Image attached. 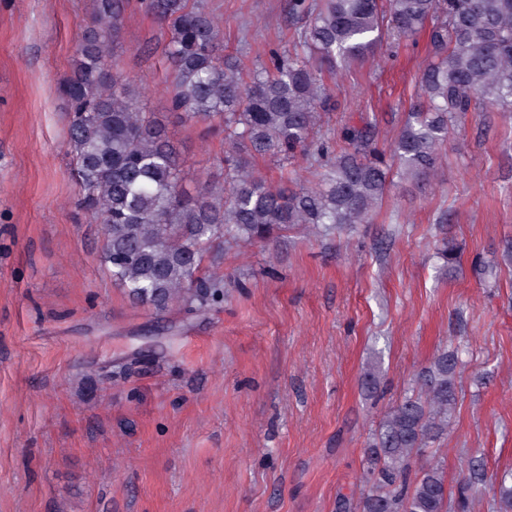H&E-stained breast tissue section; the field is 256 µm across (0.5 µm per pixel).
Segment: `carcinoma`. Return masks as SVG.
Returning a JSON list of instances; mask_svg holds the SVG:
<instances>
[{
	"mask_svg": "<svg viewBox=\"0 0 512 512\" xmlns=\"http://www.w3.org/2000/svg\"><path fill=\"white\" fill-rule=\"evenodd\" d=\"M124 2L94 0L99 26L82 35L61 92L80 205L102 224L108 271L157 316L174 305L203 315L224 301V278L200 275L212 245L268 241L300 224H365L394 178L431 173L468 115L512 112V0H289L290 13L307 18L296 32L299 50L271 51L270 65L248 81L224 61V32L202 0H142L167 30L171 111L224 133V184L204 183L191 196L164 124L142 110L119 70ZM422 33L431 60L389 146L377 147L368 125L345 127L341 149L317 136V109L331 100L324 75L366 60L386 39ZM299 154L319 177L313 188L273 186L251 166L257 157ZM438 243L443 268L454 269L456 244L446 236ZM458 364V351L441 352L422 380L426 398L407 396L387 414L367 448L360 501L342 499L341 512H451L443 469L415 472L411 458L447 433ZM485 482L482 466L469 462L458 512H466V491Z\"/></svg>",
	"mask_w": 512,
	"mask_h": 512,
	"instance_id": "obj_1",
	"label": "carcinoma"
}]
</instances>
